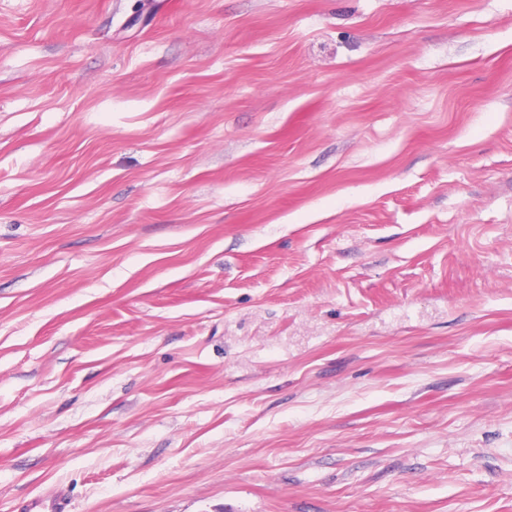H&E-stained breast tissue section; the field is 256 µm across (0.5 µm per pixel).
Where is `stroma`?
<instances>
[{
	"mask_svg": "<svg viewBox=\"0 0 512 512\" xmlns=\"http://www.w3.org/2000/svg\"><path fill=\"white\" fill-rule=\"evenodd\" d=\"M512 512V0H0V512Z\"/></svg>",
	"mask_w": 512,
	"mask_h": 512,
	"instance_id": "stroma-1",
	"label": "stroma"
}]
</instances>
